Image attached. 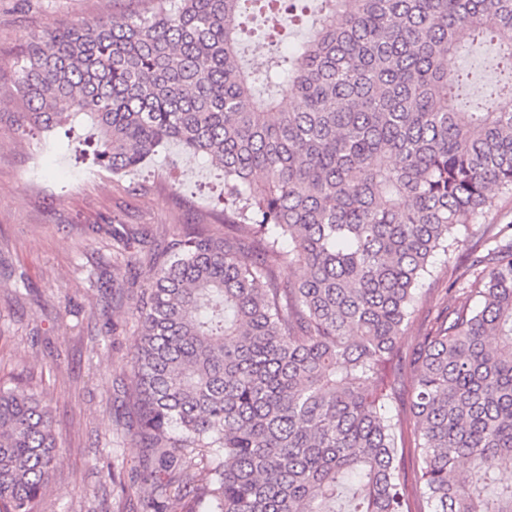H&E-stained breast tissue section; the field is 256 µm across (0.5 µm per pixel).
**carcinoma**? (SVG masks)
<instances>
[{
	"label": "carcinoma",
	"instance_id": "cac0c4a2",
	"mask_svg": "<svg viewBox=\"0 0 512 512\" xmlns=\"http://www.w3.org/2000/svg\"><path fill=\"white\" fill-rule=\"evenodd\" d=\"M146 2L24 38L15 119L89 120L73 150L116 176L171 144L224 169V234L188 225L135 304L144 512H413L407 448L425 512H512V224L472 229L512 195V0ZM257 8L308 39L244 59ZM117 241L135 267L145 238ZM463 247L451 303L401 347ZM60 453L41 396L1 383L0 512H38ZM101 478L125 488L120 463ZM443 261H446V257L443 255L436 256L434 260V275L428 277L423 282V291L429 290L427 294V300L416 308L415 313L412 316L411 323L409 324L405 335L402 337L401 342L403 346L409 347L416 344L418 336L424 331L429 325L430 320L435 316L436 309L440 306L443 301L444 289L448 283V267L445 268Z\"/></svg>",
	"mask_w": 512,
	"mask_h": 512
}]
</instances>
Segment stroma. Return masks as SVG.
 <instances>
[{
    "instance_id": "obj_1",
    "label": "stroma",
    "mask_w": 512,
    "mask_h": 512,
    "mask_svg": "<svg viewBox=\"0 0 512 512\" xmlns=\"http://www.w3.org/2000/svg\"><path fill=\"white\" fill-rule=\"evenodd\" d=\"M143 0H0V378L22 379L48 404L62 454L40 512H142L144 488L121 492L100 470L122 453L138 468L141 446L121 435L135 418L127 362L138 342L132 311L145 279L118 294L126 268L112 249L113 223L147 233L163 248L186 225L224 232L212 209L224 171L170 146L124 177L45 154L44 142L89 137L87 124L18 133L15 55L19 39L112 10L137 11ZM443 256L423 282L429 294L401 339L416 344L443 301Z\"/></svg>"
}]
</instances>
